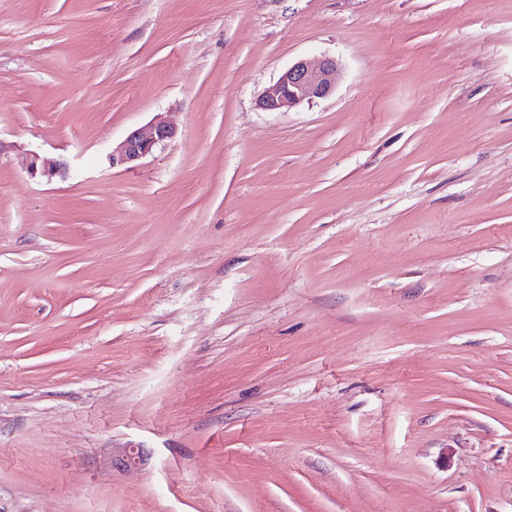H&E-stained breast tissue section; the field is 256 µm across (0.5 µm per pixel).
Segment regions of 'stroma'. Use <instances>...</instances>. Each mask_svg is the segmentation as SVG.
<instances>
[{"mask_svg":"<svg viewBox=\"0 0 512 512\" xmlns=\"http://www.w3.org/2000/svg\"><path fill=\"white\" fill-rule=\"evenodd\" d=\"M0 142V512H512V0H0ZM337 68L333 58L318 64L298 60L264 92L258 105L268 112H287L304 101L326 98L335 89ZM176 130L163 120H156L151 124L137 128L112 149L108 162L113 168H132L150 154L154 147L171 140ZM23 164L32 178H41L50 181L57 175L63 176L66 165L63 162H50L41 157L36 151H28L23 156Z\"/></svg>","mask_w":512,"mask_h":512,"instance_id":"1","label":"stroma"}]
</instances>
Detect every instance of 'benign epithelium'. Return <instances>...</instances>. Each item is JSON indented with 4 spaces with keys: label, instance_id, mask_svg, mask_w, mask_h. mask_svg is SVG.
Masks as SVG:
<instances>
[{
    "label": "benign epithelium",
    "instance_id": "7a95c632",
    "mask_svg": "<svg viewBox=\"0 0 512 512\" xmlns=\"http://www.w3.org/2000/svg\"><path fill=\"white\" fill-rule=\"evenodd\" d=\"M336 72L337 63L333 58H324L317 64L298 60L264 92L259 107L268 112H287L304 101L326 98L335 89ZM175 135L176 130L171 125L156 120L129 133L112 148L108 162L114 168H132L150 154L154 147L173 139ZM23 164L31 177L48 181L66 172L64 163L45 160L36 151L25 153ZM146 461V456L139 448H124L112 456V465L125 470L137 469L145 465Z\"/></svg>",
    "mask_w": 512,
    "mask_h": 512
}]
</instances>
